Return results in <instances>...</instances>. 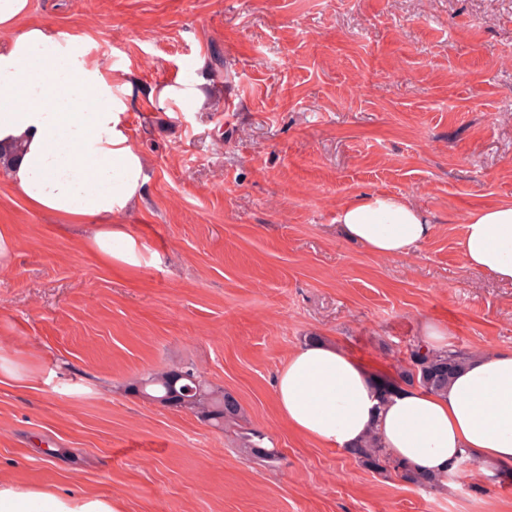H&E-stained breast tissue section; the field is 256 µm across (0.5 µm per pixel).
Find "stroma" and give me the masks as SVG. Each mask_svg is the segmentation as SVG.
I'll return each instance as SVG.
<instances>
[{
	"mask_svg": "<svg viewBox=\"0 0 512 512\" xmlns=\"http://www.w3.org/2000/svg\"><path fill=\"white\" fill-rule=\"evenodd\" d=\"M28 21L82 31L115 81L145 184L117 211L143 253L104 267L84 229L30 210L0 174V479L92 492L124 512H512V485L443 493L374 473L288 430L273 388L309 337L397 377L423 321L450 344L512 349V285L469 270V211L512 200V0H31ZM200 85L159 105L148 92ZM407 196L435 226L410 254L347 241L336 210ZM191 366L278 449L135 392Z\"/></svg>",
	"mask_w": 512,
	"mask_h": 512,
	"instance_id": "obj_1",
	"label": "stroma"
}]
</instances>
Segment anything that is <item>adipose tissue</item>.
I'll return each mask as SVG.
<instances>
[{
	"label": "adipose tissue",
	"instance_id": "ef3b65f1",
	"mask_svg": "<svg viewBox=\"0 0 512 512\" xmlns=\"http://www.w3.org/2000/svg\"><path fill=\"white\" fill-rule=\"evenodd\" d=\"M30 0H0V145H21L4 172L33 210L78 224L95 220L86 242L105 264L135 268L141 255L113 212L140 194L142 163L119 128L126 111L112 70L91 56L83 32L58 40L44 24L14 32ZM341 235L376 256L409 254L434 234L425 212L401 195H360L336 210ZM467 268L512 284V201L468 214L460 243ZM274 399L280 418L322 448L348 450L376 430L395 459L437 478L438 490L458 461L473 460L478 476L512 473V349L475 355L434 393L400 385L382 394L370 365L339 343L314 338L278 371ZM0 512H123L95 493L0 481Z\"/></svg>",
	"mask_w": 512,
	"mask_h": 512
}]
</instances>
